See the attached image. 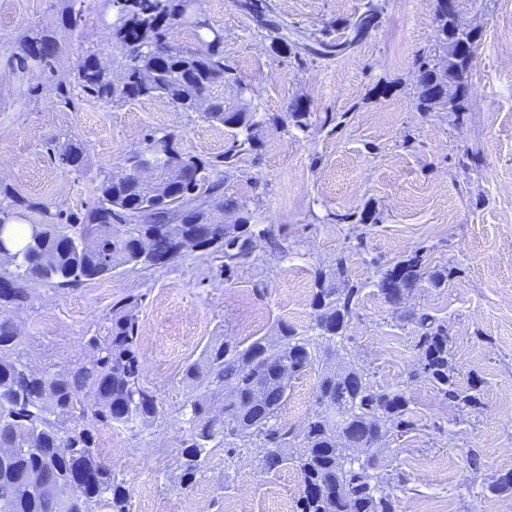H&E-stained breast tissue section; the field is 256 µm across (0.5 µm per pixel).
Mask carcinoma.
<instances>
[{"instance_id":"carcinoma-1","label":"carcinoma","mask_w":512,"mask_h":512,"mask_svg":"<svg viewBox=\"0 0 512 512\" xmlns=\"http://www.w3.org/2000/svg\"><path fill=\"white\" fill-rule=\"evenodd\" d=\"M182 0H104L112 10V45L121 55L127 82L114 84L112 73L79 66L77 84L83 92L105 101L140 97L181 100V109L195 111L198 94L210 98L205 120L234 130L224 152L209 161L187 157L165 134L148 139L126 164L150 163L164 171L180 164L202 171L199 191L189 185L163 180L173 212L171 223L159 224L148 213L149 191L123 172L102 180L97 199L76 224L41 225L39 235L10 256L0 255V448L12 449L0 461V503L7 512H126V489L112 476V466L95 451L100 429L114 424H146L160 412L157 398L141 382L137 353L140 323L133 303L112 306V324L105 336H91L88 356L77 364L52 371L31 365L18 349V327L8 313L31 302L29 284L47 282L57 288H77L98 280L117 267L150 268L151 257L141 250V238L151 234L149 250L164 254L168 263L184 255L186 239L205 254L222 260L220 273L229 277L249 261L246 244L263 238L272 250L282 242L265 229L258 231L249 217L237 216L245 227L244 239L227 237L223 213L239 211L237 203L219 195L222 168L240 152L260 143L263 116L242 109L224 108V82L229 72L221 42L214 40L210 23L193 26L201 47L185 49L174 42L175 33L157 34L158 15L173 20L181 15ZM377 13L368 9L353 23L357 42L376 26ZM25 57L45 66L57 54L49 36L36 34L24 44ZM472 54H448V38L419 62L416 107L422 112L444 109L460 118ZM83 152L70 142L58 154L62 165L77 167ZM416 253L386 270L378 287L387 301L398 306L426 277L439 288L448 271L427 272ZM349 255L336 258L332 275L315 274L312 306L315 316L308 331L286 321L271 333L242 346L235 340L205 349L204 366L189 364L184 379L194 393L183 404L188 427L180 437V482L189 485L202 459L213 448L247 442L257 445L263 467L270 471L291 465L299 476L298 512H396L400 484L379 471V456L346 461L338 447L341 427L350 430L351 447L370 449L414 430L405 390L374 383L368 374L348 362L318 374L315 410L299 426L280 421L290 384L312 368L316 360L313 337L334 341L343 337L356 314L361 288L336 287L332 279L347 278ZM418 336V361L409 381L425 382L446 400L464 408L478 404L477 386L458 379L447 327L427 313L413 314ZM236 393L234 398L224 392ZM94 393L91 405L83 396ZM67 452L60 453L58 449Z\"/></svg>"}]
</instances>
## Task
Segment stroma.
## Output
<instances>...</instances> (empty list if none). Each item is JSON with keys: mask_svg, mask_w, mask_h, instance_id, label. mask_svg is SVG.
Listing matches in <instances>:
<instances>
[{"mask_svg": "<svg viewBox=\"0 0 512 512\" xmlns=\"http://www.w3.org/2000/svg\"><path fill=\"white\" fill-rule=\"evenodd\" d=\"M243 2H201L224 34L225 107L268 118L261 146L225 168L221 192L283 251L258 248L230 277L219 260L189 251L169 267H120L78 288L32 282L31 304L13 314L20 350L37 367L74 365L89 337L106 335L113 304L135 301L142 382L160 413L146 425L101 429L95 444L129 493L128 512H294L296 471H263L252 447L213 449L196 481L180 485L181 406L192 391L183 371L202 362L206 346L268 335L278 320L307 329L315 270L333 272L347 250L350 279L362 286L357 314L342 342L319 341L318 351L406 389L415 430L380 455L385 473L405 479L398 512H512V492L488 489L512 471V64L501 58L512 51V0L460 2V20L483 35L457 120L415 104L419 61L437 39L435 0H262L258 14ZM69 5L0 0V207L25 199L29 224L73 223L148 136L174 135L183 153L203 159L231 138L160 98L87 97L75 80L81 58L100 54L116 72L120 55L102 0H82L78 19ZM371 5L377 26L338 55L284 42L296 29L345 41ZM35 31L58 45L51 66L23 57ZM296 101L309 112L307 129L289 116ZM70 141L83 150L81 168L55 159ZM366 208L373 222L356 223ZM417 251L428 270L451 269L447 284L422 281L403 304H389L377 287L381 272ZM416 311L447 326L462 383L480 388L478 407L409 383ZM317 377L312 368L292 380L283 422L300 424L313 411Z\"/></svg>", "mask_w": 512, "mask_h": 512, "instance_id": "obj_1", "label": "stroma"}]
</instances>
